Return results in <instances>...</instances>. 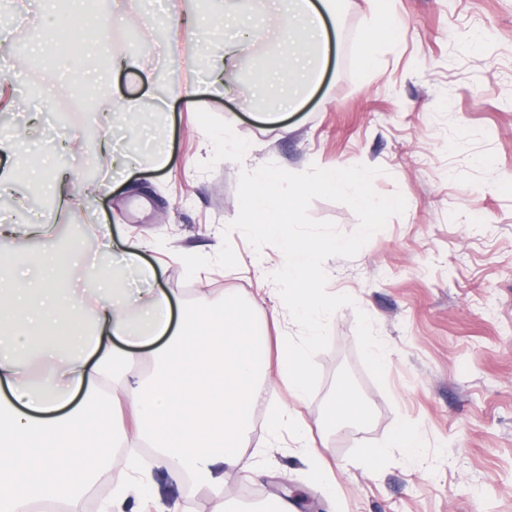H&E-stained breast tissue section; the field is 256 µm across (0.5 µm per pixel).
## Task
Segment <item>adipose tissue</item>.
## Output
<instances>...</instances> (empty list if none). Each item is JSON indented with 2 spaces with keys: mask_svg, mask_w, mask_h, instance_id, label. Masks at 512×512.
<instances>
[{
  "mask_svg": "<svg viewBox=\"0 0 512 512\" xmlns=\"http://www.w3.org/2000/svg\"><path fill=\"white\" fill-rule=\"evenodd\" d=\"M334 0H288V52L268 57L257 82L284 71L298 79L288 91L299 107L326 48L322 14ZM374 24L362 38L355 66L367 67L379 39L398 27L385 0H373ZM40 271L35 284L0 283V512H31L36 499L79 506L89 485L80 441L86 409L122 394L135 412V431L117 430L114 446L135 439L155 456L207 482L202 467L221 459L234 469L254 423V406L269 377L264 342L251 309L232 296L220 305L199 298L191 316L172 324L171 299L156 288L157 272L141 246L124 243L121 262L74 296L64 280L80 277L64 255L0 257V273ZM116 344L105 347L104 337ZM154 344L152 372L130 381L136 349Z\"/></svg>",
  "mask_w": 512,
  "mask_h": 512,
  "instance_id": "adipose-tissue-1",
  "label": "adipose tissue"
}]
</instances>
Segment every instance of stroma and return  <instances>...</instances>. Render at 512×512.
<instances>
[{
  "instance_id": "35a3bbf8",
  "label": "stroma",
  "mask_w": 512,
  "mask_h": 512,
  "mask_svg": "<svg viewBox=\"0 0 512 512\" xmlns=\"http://www.w3.org/2000/svg\"><path fill=\"white\" fill-rule=\"evenodd\" d=\"M402 21L395 40L380 41L369 68L352 66L372 19L370 0H336L327 19L330 49L297 111L283 110L288 77L256 88L263 57L284 49L288 33L272 0H253L250 15L262 36L231 62L221 84H205L206 45L224 18L205 0H102L97 10L26 0L13 6L0 41V136L14 150L0 153V170L15 182L0 196V224L17 228L0 238V253L69 249L90 266L97 230L134 239L154 266L175 313L200 296H233L252 307L269 342L295 337L271 281L282 266L277 247L254 250L229 230L238 214L242 170L273 162L301 172L364 164L380 168L373 185L401 193L403 214L391 217L352 258L324 263L326 290L354 306L329 319V347L315 362V393L296 402L272 378L256 408L242 450L244 468L208 464L207 485L187 487L171 463L145 462L151 497L141 510L128 497L123 512H216L238 507L247 488L263 512L270 499L296 512H512V0H388ZM84 11L109 52H73L67 39L42 41L67 10ZM157 30L153 44L128 36L134 24ZM195 83L188 112L171 87L179 75ZM87 84L79 100L68 86ZM75 102L80 116L39 109L41 98ZM140 99L136 131L113 128L114 103ZM280 112L265 124L263 112ZM233 127L251 147L246 159L224 153L211 130ZM165 146L173 165L149 159ZM37 155L51 156L72 191H88L79 211L85 228L64 222L66 207L44 210L50 176L32 179ZM50 226V239L27 235ZM230 242L238 266L208 267L186 278L182 255H215ZM364 311L388 353L384 384L365 368L356 340ZM348 383L372 410L369 426H332L336 388ZM289 404L328 474L320 483L296 434L274 440L264 432L268 410ZM425 441L420 455L393 450L379 464L371 448L389 447L400 427Z\"/></svg>"
}]
</instances>
